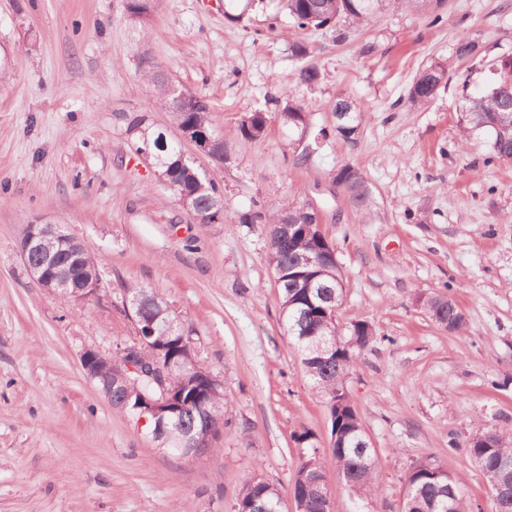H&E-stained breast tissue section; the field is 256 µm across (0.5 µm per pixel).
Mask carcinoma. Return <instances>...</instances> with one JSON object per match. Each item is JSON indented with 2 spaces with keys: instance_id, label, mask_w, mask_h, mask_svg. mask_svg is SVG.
<instances>
[{
  "instance_id": "obj_1",
  "label": "carcinoma",
  "mask_w": 512,
  "mask_h": 512,
  "mask_svg": "<svg viewBox=\"0 0 512 512\" xmlns=\"http://www.w3.org/2000/svg\"><path fill=\"white\" fill-rule=\"evenodd\" d=\"M159 0H130L128 12L143 24L150 20ZM282 13L269 17V28L275 29L281 18L288 19L296 31H322L342 42L347 38V26L371 25L391 9H404L422 17L428 26L442 23L445 0H281ZM262 4V0H224V16L239 22L248 11ZM481 55L479 41L469 35L459 38L455 56L459 60H476ZM448 64L433 60L422 66L409 87L404 107L418 112L428 106L439 90L448 84ZM146 79L152 85L159 105L169 108V86L153 67L146 70ZM320 79V71L313 64L300 67L296 80L313 85ZM189 108L173 113L175 124L182 132L190 130L213 131L211 108L207 101L190 92ZM274 111L257 108L246 113L240 122L243 138L257 140L263 137L272 121L277 120L293 134L292 148L298 150L296 162L304 163L313 153L312 145L325 140V128L312 131L310 113L305 103L297 98L274 99ZM332 112H345L347 117L336 121L334 131L347 140L359 133L362 109L349 95L336 97ZM460 122L471 133L487 131L492 135L487 161L512 158V84H499L485 91L462 93L459 104ZM126 133L134 139L136 151L148 147L159 148L156 131L147 123V116L139 111L124 112ZM160 171L167 189L185 212L198 224L224 222V188L206 177L195 165L179 160V147L168 142L162 153ZM336 185L341 187L351 204L359 207L368 199L366 182L361 171L352 164L336 170ZM312 206H295L287 201L271 202L240 216L243 224L271 225L267 260L272 269L281 274V321L292 344L301 356V362L313 388L325 399L330 418V444L336 459V477L341 479L353 496L368 500L378 493L375 450L360 447L367 440L358 411L347 391V379L358 362L359 352L375 340L372 325L364 321L351 324L348 334H338L332 319V308L342 299L343 289L324 288L333 281L336 263L327 247L323 232L309 220ZM299 253H314L318 262L301 266L295 258ZM61 269L84 284L99 279L97 262L91 254L63 259ZM126 292L137 299L133 315L139 328L151 326L154 335L139 345L141 362L149 364L163 356L162 365H170L168 375L178 386L181 408L177 413L161 417L162 424L150 421V428L159 430V444L180 452L187 446L197 447L203 453L210 449L212 438L224 427V388L211 380L212 374L197 359L184 361L180 354L184 344L191 340L189 332L172 315L167 301L148 288L128 287ZM444 296L421 299L422 308L441 329L453 326L459 331L465 324V315L456 302L443 305ZM127 356L120 350L112 353V360L103 364L102 377L112 386V407L120 412L134 414L133 406L146 395H153L155 386L149 379L131 374L126 367ZM308 432L296 436V441L311 447L301 461L291 485L290 495L302 512H334V504L327 501L331 475L324 468L318 448ZM467 451L477 464L489 489L492 512H512V495L502 489L512 485V473L500 467L501 459L512 458V434L487 429L477 434ZM406 496L403 512H471V507L460 495L459 478L445 470L436 461L425 459L415 463L405 478ZM237 512H283V498L277 485L260 476L246 479L236 497Z\"/></svg>"
}]
</instances>
